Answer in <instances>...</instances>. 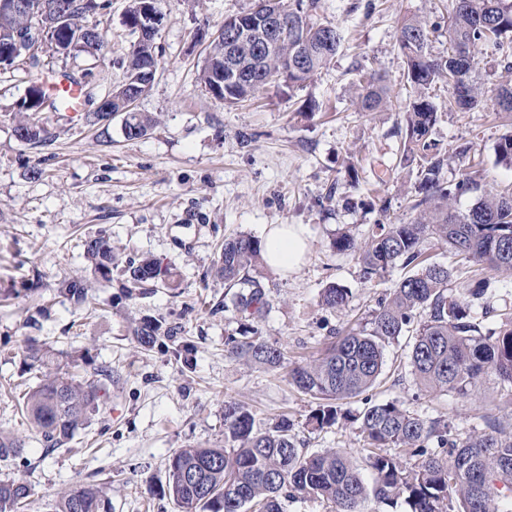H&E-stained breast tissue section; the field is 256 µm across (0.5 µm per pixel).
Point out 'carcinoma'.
Returning <instances> with one entry per match:
<instances>
[{"label":"carcinoma","instance_id":"cac0c4a2","mask_svg":"<svg viewBox=\"0 0 512 512\" xmlns=\"http://www.w3.org/2000/svg\"><path fill=\"white\" fill-rule=\"evenodd\" d=\"M271 3L272 10L292 17L306 14L308 22L300 31L310 55L297 59L293 41L267 44L259 37L240 46L243 56L253 62L248 73L237 75L224 69L227 95L224 102L235 104L252 96L280 75L279 64L288 58V83L301 85L327 68L340 46L338 27L315 20L319 0H254ZM68 12V22L38 48L35 62L18 54L8 66L41 65L40 53L61 54L59 45L67 31L86 25V19L101 9L98 0H58ZM36 14L22 12L0 15V55L9 49L10 31L25 30ZM448 43L446 56L429 49L431 28L418 17L403 18L399 48L406 59L407 81L414 89L407 115V139L422 149L411 210L407 224H378L377 231L358 245L343 233L334 247L350 252L361 264L367 278L380 277L397 264L412 266L416 272L398 282L389 297L372 311L369 327L336 337L320 358L288 371L290 382L302 393L319 400L309 417L315 430L330 428L342 420L357 425L368 444L365 464L373 475L365 483L357 465L342 450L325 449L311 455L298 448L292 424L283 420L261 430L254 417L234 401L224 402V434L229 448H181L168 459V494L179 512H285L284 501L298 492L332 505L333 512H365L372 501L404 512H512V425L485 418V428L463 438L451 437L448 421L439 417L422 419L402 402L371 403L353 414L342 410L343 401L369 391L381 375L386 345L407 332L414 341L409 354L411 372L425 390L470 396L485 375L500 379L501 398L512 406V321L499 332L485 334L476 322L467 295L448 294L452 268L426 264L421 260L423 243L435 236L448 242L455 255L491 270L512 272V196L485 194L461 211V197L477 191V183L465 176L454 183L445 179V155L430 135L437 122V108L428 90L439 81L448 84V110L471 112L481 105V92L471 80L472 70L462 73L456 83L459 63L456 54L466 48H481L512 69V0H448ZM150 44H134L124 65L123 82L136 76ZM387 89L374 79L360 86L357 105L362 112L383 108ZM157 118L144 112H125L121 130L131 141L147 135ZM16 139L36 145L49 132L25 117L14 127ZM498 161L512 165V133L497 144ZM84 251L94 274L112 279V243L100 232L87 238ZM261 241L248 234L228 239L214 262L216 274L239 286L235 310L254 319L269 306L261 281L241 275L264 263ZM174 283V273L152 258L131 260L123 270L122 287L141 288L149 282ZM60 288L81 301L87 282L68 278ZM349 292L332 283L323 289L321 302L330 309L344 307ZM176 336V327H162L156 319H144L134 329L138 344L150 349L160 335ZM232 355H244L259 368L280 369L283 351L260 338L232 348ZM32 365L43 369L40 381L25 397L23 412L36 432L53 446L74 436L107 395L98 380H90L60 367H49L48 352L30 350ZM406 452L416 458L407 466L400 459ZM194 479L182 478L183 470ZM31 496L30 486L21 480L0 482V512H21ZM55 512H112L102 490L72 485L57 494Z\"/></svg>","mask_w":512,"mask_h":512}]
</instances>
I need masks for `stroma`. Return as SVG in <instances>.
<instances>
[{
  "mask_svg": "<svg viewBox=\"0 0 512 512\" xmlns=\"http://www.w3.org/2000/svg\"><path fill=\"white\" fill-rule=\"evenodd\" d=\"M103 2L94 21L108 45L105 57L0 68V433L22 444L17 455L0 459V480L30 485L24 512H54L57 493L75 484L103 490L112 512H179L166 492L167 459L180 448L228 447V400L263 429L288 419L306 453L339 448L362 459L366 443L355 426L308 427L318 402L290 383L288 369L318 358L334 333L365 328L377 301L405 274L397 266L364 279L354 255L337 251L333 240L345 231L361 243L375 224L413 217L409 197L420 156L404 152L411 88L400 23L416 16L447 24L448 0H320L319 18L344 37L330 66L301 86L274 82L234 107L198 81L207 48L197 29L204 23L216 32L252 0H161L160 67L136 105L158 116V125L129 141L115 121L103 138L82 115L47 108L39 117L49 141L21 143L14 114L48 70L88 77L94 98L122 81L137 36L123 22L128 0ZM475 61L481 110L449 111L448 88L437 83L431 139L446 154L448 181L468 175L480 192L508 195L512 167L498 162L496 145L512 129V113L501 111L496 94L512 85V70L481 51ZM361 74L387 87L388 108L357 111ZM463 146L468 154H460ZM34 168L42 169L40 178H31ZM269 224L301 225L308 249L291 274L260 266L269 307L248 322L233 310L234 289L215 276L214 254L225 238H259ZM101 231L119 262L153 256L177 271V287L129 293L120 277H92L84 240ZM423 249L427 261L452 266L449 293L485 281L472 311L483 329L499 328L512 311V273L460 260L433 237ZM70 277L90 279L86 302L61 291ZM331 282L349 289L344 308L322 306L320 293ZM145 317L180 326L178 338L142 349L133 329ZM248 331L282 349L284 368L264 370L229 355L228 340ZM412 342L406 334L386 346L381 376L367 397L349 400L350 411L368 400H397L424 419L447 418L459 437L481 427L482 416L505 418L492 373L466 398L421 391L408 365ZM33 345L53 350L63 365L112 371L109 398L52 451L20 411L39 377L27 357Z\"/></svg>",
  "mask_w": 512,
  "mask_h": 512,
  "instance_id": "35a3bbf8",
  "label": "stroma"
}]
</instances>
